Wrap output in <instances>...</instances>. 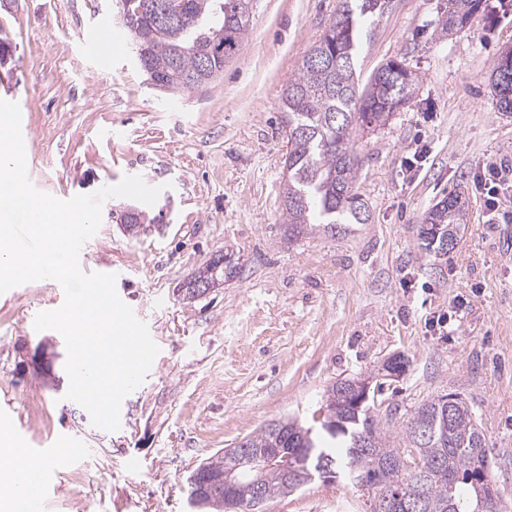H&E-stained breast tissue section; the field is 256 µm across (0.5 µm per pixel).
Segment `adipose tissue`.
<instances>
[{"mask_svg": "<svg viewBox=\"0 0 512 512\" xmlns=\"http://www.w3.org/2000/svg\"><path fill=\"white\" fill-rule=\"evenodd\" d=\"M43 469V462L26 457L0 427V512H12L19 498L37 495Z\"/></svg>", "mask_w": 512, "mask_h": 512, "instance_id": "obj_1", "label": "adipose tissue"}]
</instances>
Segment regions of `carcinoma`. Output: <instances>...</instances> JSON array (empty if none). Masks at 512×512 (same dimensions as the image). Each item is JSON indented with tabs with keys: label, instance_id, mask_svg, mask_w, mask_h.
Wrapping results in <instances>:
<instances>
[{
	"label": "carcinoma",
	"instance_id": "carcinoma-1",
	"mask_svg": "<svg viewBox=\"0 0 512 512\" xmlns=\"http://www.w3.org/2000/svg\"><path fill=\"white\" fill-rule=\"evenodd\" d=\"M167 2L116 0L117 9L126 7L135 16L127 32L146 79L159 82L165 94L192 92L214 82L238 53L249 30L252 0H186L181 16L164 23L160 16ZM394 2L343 0L298 76L282 91L288 128L283 206L292 238L314 226L334 235L344 224L368 221L356 187L360 165L353 140L386 124L419 88L418 77L394 59L363 85L356 73L359 52ZM481 5L482 0H448L443 29H462ZM491 79L498 111L511 114L512 49L497 59ZM468 218L465 194L448 191L422 217L424 249L439 259L448 256ZM340 390L339 381L326 390L320 431L280 419L210 460V467L234 472L248 497L258 481L270 501L290 495L282 469L274 462L258 473L243 456L248 450L286 448L294 468L313 472L323 459L331 468L326 480L341 473L366 488L373 495L372 512H383V500L397 494L407 503L420 502V512H504L502 499L488 495L493 480L486 437L461 397L450 393L446 402L439 396L418 407L400 447L381 427L374 399L352 408L340 400Z\"/></svg>",
	"mask_w": 512,
	"mask_h": 512
}]
</instances>
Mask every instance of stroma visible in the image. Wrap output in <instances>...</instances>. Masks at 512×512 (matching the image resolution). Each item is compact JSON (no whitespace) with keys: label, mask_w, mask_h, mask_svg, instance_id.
I'll return each instance as SVG.
<instances>
[{"label":"stroma","mask_w":512,"mask_h":512,"mask_svg":"<svg viewBox=\"0 0 512 512\" xmlns=\"http://www.w3.org/2000/svg\"><path fill=\"white\" fill-rule=\"evenodd\" d=\"M342 0H255L248 37L223 75L190 94H162L133 54L91 77L80 40L113 24L115 0H0L11 56L0 99L17 103L27 170L39 191L67 200L106 178L138 175L162 192L146 230L123 223L133 200L111 198L80 266L107 267L119 298L160 348L157 364L122 402L120 428L92 426L67 399L64 360L34 365L29 324L64 302L59 283L0 295V412L19 447L73 444L43 485L47 512H189L188 476L272 421L313 425L328 386L409 364L380 397L399 439L421 404L460 394L492 453L495 487L512 512V220L490 210L474 176L512 165V114L490 74L512 48V0H483L460 31L442 30L446 0H396L362 53V77L390 59L419 79L386 125L356 137L358 191L368 223L336 235L288 238L282 184L287 151L280 107ZM427 156L402 161L416 146ZM470 219L447 260L418 238L424 213L452 188ZM238 274L205 297L177 289L219 254ZM445 328L432 327L437 316ZM138 471L127 467L129 458ZM366 490L317 478L264 512H371Z\"/></svg>","instance_id":"stroma-1"}]
</instances>
